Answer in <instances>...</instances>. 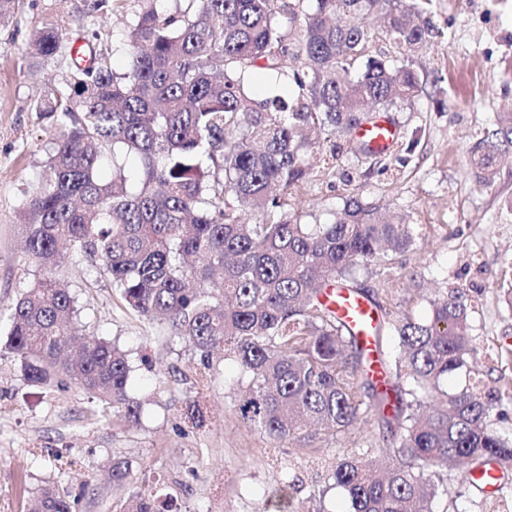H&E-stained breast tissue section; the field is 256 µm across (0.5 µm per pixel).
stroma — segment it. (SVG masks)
<instances>
[{
	"label": "stroma",
	"mask_w": 512,
	"mask_h": 512,
	"mask_svg": "<svg viewBox=\"0 0 512 512\" xmlns=\"http://www.w3.org/2000/svg\"><path fill=\"white\" fill-rule=\"evenodd\" d=\"M94 0H17L0 20V310L44 277L22 249L21 211L37 184L49 141L38 100L71 78L72 61L24 58L51 17L71 40L94 35L97 52L115 69L125 62L124 28L143 7L121 0L117 9L92 11ZM430 20L439 34L415 54L422 90L411 103L389 111L401 144L377 159L355 156L344 145L336 167L311 154V171L298 207L304 224H327L352 195L408 215L415 243L390 263L362 271L359 281L384 308L427 318L429 300L446 290L466 294L474 307L473 345L482 369L512 381V311L498 301L500 285L512 283V151L502 156L491 185L471 176L470 151L512 112V0H432ZM57 277L77 300L78 327L88 338H105L131 351L137 364L132 394L144 402L136 422L76 387L29 384L5 348L8 325L0 321V512H27L29 498L52 484L78 499L77 512H115L118 499L107 480L116 457L131 460L140 480L172 498L174 512H338L340 492L319 500L334 455L378 447L369 418L348 431L320 435L305 448L272 447L241 419L235 394L245 381L213 357L211 388L199 399L202 428L185 418L189 387L182 372L199 364V351L173 339L167 325L133 313L106 288L86 258L65 261ZM72 460L61 474L41 451ZM433 512H512V470L498 488L471 486L453 471L447 494Z\"/></svg>",
	"instance_id": "stroma-1"
}]
</instances>
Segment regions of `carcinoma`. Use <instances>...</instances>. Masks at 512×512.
I'll return each instance as SVG.
<instances>
[{
	"instance_id": "cac0c4a2",
	"label": "carcinoma",
	"mask_w": 512,
	"mask_h": 512,
	"mask_svg": "<svg viewBox=\"0 0 512 512\" xmlns=\"http://www.w3.org/2000/svg\"><path fill=\"white\" fill-rule=\"evenodd\" d=\"M309 1L308 9L303 2ZM126 31L127 67L91 54L86 66L35 111L49 120V150L38 185L23 204L25 251L51 271L73 256L97 272L139 317L167 324L171 336L202 353L192 388H210L211 352L220 350L248 380L238 410L260 434L290 448L338 434L369 414L382 447L359 448L329 466L324 497L340 490L341 512H432L463 461L512 467V436L489 427L495 402L469 363L471 302L450 292L415 320L386 310L357 283L361 267L413 245L407 216L385 217L357 197L329 224H302L289 208L308 176L313 134L324 135L323 164L340 156L370 107L403 103L421 89L412 63L368 57L379 17L401 54L422 51L433 26L432 0H144ZM297 34L284 29L279 16ZM66 29L45 24L32 44L48 61ZM274 71L293 96L251 98L245 79ZM512 146V113L473 148V179L489 185L502 148ZM139 179L128 185L124 161ZM222 178L209 179L210 174ZM249 210L262 221L246 224ZM340 284L377 308L376 347L397 337L398 355H378L384 385L371 374L357 337L324 302ZM76 299L49 275L8 308L5 349L24 378L68 380L126 419L141 403L130 394L131 353L104 339L77 341ZM468 385L448 391V377ZM119 512H169L142 490L130 461L110 467ZM76 499L46 486L29 512H74Z\"/></svg>"
}]
</instances>
